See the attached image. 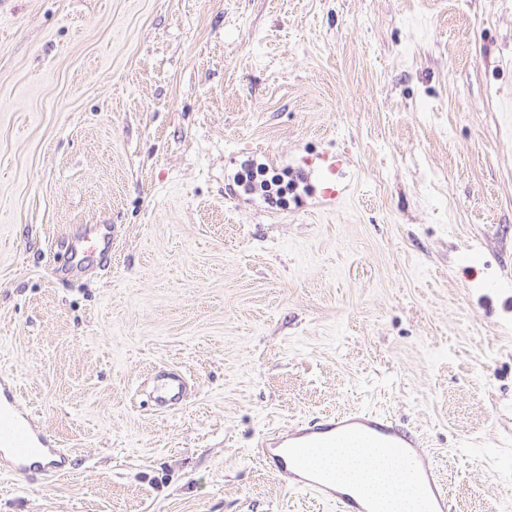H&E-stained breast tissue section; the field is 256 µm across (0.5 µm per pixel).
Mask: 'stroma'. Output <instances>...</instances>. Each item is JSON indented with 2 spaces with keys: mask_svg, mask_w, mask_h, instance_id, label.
Returning a JSON list of instances; mask_svg holds the SVG:
<instances>
[{
  "mask_svg": "<svg viewBox=\"0 0 512 512\" xmlns=\"http://www.w3.org/2000/svg\"><path fill=\"white\" fill-rule=\"evenodd\" d=\"M0 378L70 451L0 512H336L252 448L356 408L512 512V0H0ZM342 165V159L336 156L321 158L317 163H307L309 172L315 175L317 184L321 187L320 201L323 205L333 207L336 200L345 192V187L336 182V173ZM112 234L111 225L108 224H91L79 227L73 233L72 247L69 258L73 263L77 258L78 262L85 259H93L95 257L105 256V252L101 247L105 238H110ZM187 388V381L180 373L163 372L155 378L152 397L160 406L176 404L184 398Z\"/></svg>",
  "mask_w": 512,
  "mask_h": 512,
  "instance_id": "35a3bbf8",
  "label": "stroma"
}]
</instances>
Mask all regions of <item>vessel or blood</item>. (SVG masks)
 <instances>
[{
	"label": "vessel or blood",
	"instance_id": "b4317fda",
	"mask_svg": "<svg viewBox=\"0 0 512 512\" xmlns=\"http://www.w3.org/2000/svg\"><path fill=\"white\" fill-rule=\"evenodd\" d=\"M341 164V159L327 156L309 167L321 188L320 201L325 206H335L345 192L336 181ZM110 234L111 227L107 224L77 228L70 259L103 256L101 243ZM186 392L187 381L177 372L159 374L152 387V397L161 406L178 403ZM344 439H364L387 449L396 463L395 478L417 494L422 512H455L448 490L440 482L419 438L394 420L363 409L273 429L259 439L255 454L289 488L311 493L335 505L338 512H375L376 506L370 498L338 488L328 474L315 469L309 460L311 449L332 448ZM67 463L65 450L57 447L52 436L20 404L15 388H0V467L8 468L15 476L26 477L35 470L60 474Z\"/></svg>",
	"mask_w": 512,
	"mask_h": 512
}]
</instances>
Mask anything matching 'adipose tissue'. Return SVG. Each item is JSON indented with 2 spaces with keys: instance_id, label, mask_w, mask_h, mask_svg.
<instances>
[{
  "instance_id": "1",
  "label": "adipose tissue",
  "mask_w": 512,
  "mask_h": 512,
  "mask_svg": "<svg viewBox=\"0 0 512 512\" xmlns=\"http://www.w3.org/2000/svg\"><path fill=\"white\" fill-rule=\"evenodd\" d=\"M338 455L348 457L350 464L337 470V478L357 482L366 491L375 494L380 501V512H418L416 496L396 480L394 463L387 451L340 445L332 453L313 452L312 459L316 464L328 467Z\"/></svg>"
}]
</instances>
